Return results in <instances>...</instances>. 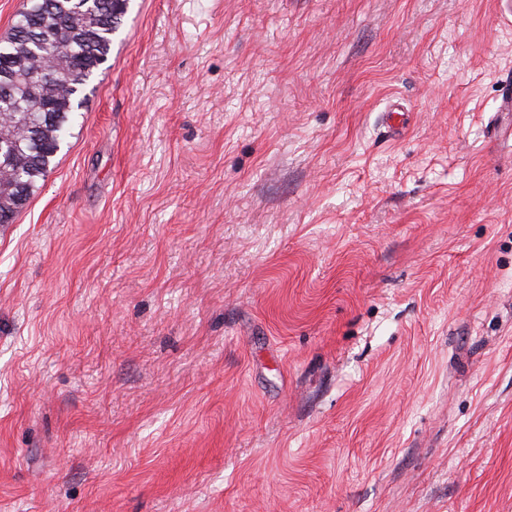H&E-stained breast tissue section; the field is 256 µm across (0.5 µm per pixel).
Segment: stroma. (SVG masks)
Here are the masks:
<instances>
[{
    "label": "stroma",
    "mask_w": 512,
    "mask_h": 512,
    "mask_svg": "<svg viewBox=\"0 0 512 512\" xmlns=\"http://www.w3.org/2000/svg\"><path fill=\"white\" fill-rule=\"evenodd\" d=\"M509 77L512 0H129L0 224V512H512Z\"/></svg>",
    "instance_id": "obj_1"
}]
</instances>
